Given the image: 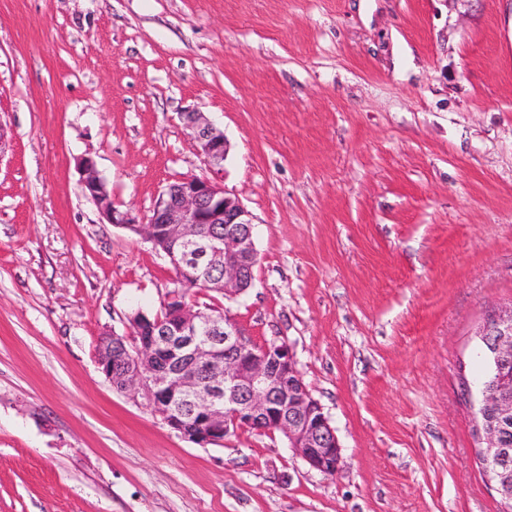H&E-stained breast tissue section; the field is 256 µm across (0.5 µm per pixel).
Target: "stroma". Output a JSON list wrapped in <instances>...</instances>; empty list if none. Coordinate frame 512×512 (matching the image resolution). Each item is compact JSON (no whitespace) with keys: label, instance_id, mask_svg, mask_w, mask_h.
<instances>
[{"label":"stroma","instance_id":"1","mask_svg":"<svg viewBox=\"0 0 512 512\" xmlns=\"http://www.w3.org/2000/svg\"><path fill=\"white\" fill-rule=\"evenodd\" d=\"M229 143L254 286L228 310L287 342L339 439L191 443L95 362L175 272L117 209L209 176ZM0 512H499L460 381L512 304V0H0Z\"/></svg>","mask_w":512,"mask_h":512}]
</instances>
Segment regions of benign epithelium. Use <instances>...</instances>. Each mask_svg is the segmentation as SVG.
<instances>
[{
  "mask_svg": "<svg viewBox=\"0 0 512 512\" xmlns=\"http://www.w3.org/2000/svg\"><path fill=\"white\" fill-rule=\"evenodd\" d=\"M196 151L212 177H183L167 185L152 215L142 221L112 203V191L90 158L78 161L84 193L111 224L131 228L162 253L181 281L201 279L216 265L224 266V297H237L254 284L257 259L249 211L224 191V134L202 112H187ZM205 224L224 225V238L204 231ZM164 307L168 322L155 323L138 309L128 315L129 335L102 333L96 362L112 387L144 396L154 414L184 439L198 445H219L240 430L279 433L288 447L311 468L334 476L345 465L334 428L320 403L307 389L293 351L285 342L261 346L247 340L229 313L214 317L186 302L176 288ZM475 335L490 348L486 357L512 359V305L491 315ZM478 407L492 404L501 416L512 414V392L478 388ZM479 448L499 451L492 425L478 427Z\"/></svg>",
  "mask_w": 512,
  "mask_h": 512,
  "instance_id": "obj_1",
  "label": "benign epithelium"
}]
</instances>
